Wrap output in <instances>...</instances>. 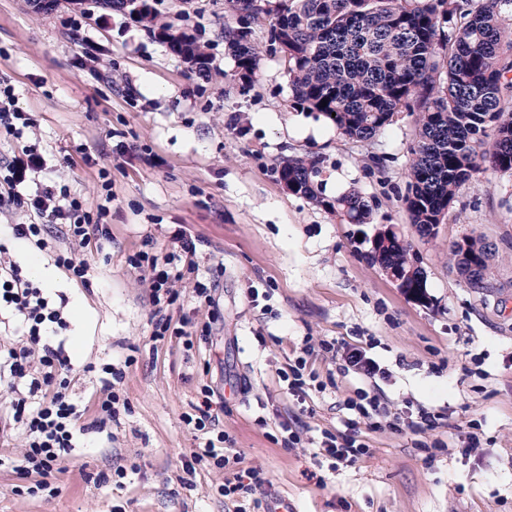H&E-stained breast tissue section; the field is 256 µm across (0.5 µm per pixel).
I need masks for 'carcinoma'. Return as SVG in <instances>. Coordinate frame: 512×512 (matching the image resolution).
Segmentation results:
<instances>
[{
  "instance_id": "cac0c4a2",
  "label": "carcinoma",
  "mask_w": 512,
  "mask_h": 512,
  "mask_svg": "<svg viewBox=\"0 0 512 512\" xmlns=\"http://www.w3.org/2000/svg\"><path fill=\"white\" fill-rule=\"evenodd\" d=\"M254 2L226 0L235 13L273 15L271 42L288 54L290 87L303 108L365 142L398 114L415 116L419 140L405 205L420 236L435 235L462 186L489 172L512 174V22L503 17L512 0H278L273 10ZM224 37L240 79L251 80L256 52L248 32L227 29ZM166 43L180 57L206 56L184 33ZM490 128L495 137L488 143ZM316 173V162L303 157L280 169L288 190L341 223H370L359 191L327 199ZM451 255L471 288L489 286V245L465 238ZM371 258L384 270L406 273L408 287H421L423 271L398 234L373 244Z\"/></svg>"
}]
</instances>
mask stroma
Wrapping results in <instances>:
<instances>
[{
  "label": "stroma",
  "mask_w": 512,
  "mask_h": 512,
  "mask_svg": "<svg viewBox=\"0 0 512 512\" xmlns=\"http://www.w3.org/2000/svg\"><path fill=\"white\" fill-rule=\"evenodd\" d=\"M154 22L94 0H67L50 11L33 0H0V81L11 83L37 123L55 178L95 211L100 169L112 179V239L88 253L90 285L73 280L47 254L21 241L9 248L41 286L63 291L71 319L77 388L99 386L90 363H125L129 402L111 438L90 434L47 490L17 493L19 478L0 469V512H235L216 492L222 473L198 466L180 482L197 442L183 423L203 386L214 389L230 447L244 466H262L270 497L294 512H512V175L488 174L463 186L434 237H419L403 198L417 145L414 118L400 114L375 140L348 138L293 98L288 59L270 40V21L230 13L225 0H147ZM82 17L79 31L67 20ZM205 46V71L191 68L152 33L157 24ZM246 28L257 49L252 81L235 79L225 27ZM93 164H85L84 156ZM318 159L323 195L359 190L372 207L368 224H343L293 194L280 179L292 157ZM395 227L426 276V302L397 288L371 259L374 234ZM196 238L199 278L217 284L220 301L197 305L190 283L168 316L212 326L210 339L154 343V309L128 262L153 236L171 251L172 233ZM484 239L494 250L492 286L469 288L450 254L453 243ZM264 295L252 304L251 290ZM356 343L372 337L389 372L383 388L396 406L412 401L450 414L439 462L426 466L411 433L367 432L370 454L330 469L313 456L321 431H342L343 401L356 378H339L318 356L324 391L301 414V447L280 442L281 421L297 415L278 374L301 353L304 337ZM478 424L482 444L461 455V435ZM124 467L123 487L106 475Z\"/></svg>",
  "instance_id": "35a3bbf8"
}]
</instances>
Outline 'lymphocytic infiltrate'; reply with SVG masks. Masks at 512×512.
Returning <instances> with one entry per match:
<instances>
[{
  "mask_svg": "<svg viewBox=\"0 0 512 512\" xmlns=\"http://www.w3.org/2000/svg\"><path fill=\"white\" fill-rule=\"evenodd\" d=\"M34 127L30 113L19 105L14 87L0 85V134L22 140ZM51 172L39 144L24 143L19 155L0 163V206L34 215V223L9 225L8 232L11 239L41 250L48 247L50 225H60L70 250L57 254L55 261L73 279L85 284L90 266L82 257L83 252L112 238L111 227L104 222L112 202V183L103 181L100 202L92 213L71 194L68 185L54 180ZM172 240V251L159 255L151 250L152 238H145L142 250L129 259L133 268L143 272L151 303L157 308L173 305L179 297L177 283L196 269L194 238L180 230ZM68 318L66 300H55L50 289L29 279L20 262L0 245V389L8 395L4 423L24 434L20 457L0 458V467L10 466L22 479L36 478L40 490L47 487L46 476L68 458L73 448L79 447L86 435L110 431L121 407L128 404L119 388L124 371L111 362L98 367L100 387L93 405H85L77 396L73 388L75 369L65 335ZM372 348L369 341L315 343L307 338L301 356L280 372L287 394L305 400L317 380L315 372L307 368L308 358L319 350L333 355L339 375H352L361 382L355 396L344 402L350 413L346 431H322L315 456L327 460L333 468L353 466L370 452L364 431L406 429L416 435L415 446L423 452L425 464L434 465L443 445L422 441L421 436L447 427L448 414L421 404L396 408L378 383L384 370ZM212 396L210 388H203L192 413L184 417L185 424L202 437L183 464V471L189 476L202 464L226 471L238 461L237 455L225 447L228 437L214 412ZM87 414L92 420L86 424L82 418ZM268 483L266 472L253 466L225 478L217 492L236 502V512H249L246 501L264 493Z\"/></svg>",
  "mask_w": 512,
  "mask_h": 512,
  "instance_id": "obj_1",
  "label": "lymphocytic infiltrate"
}]
</instances>
